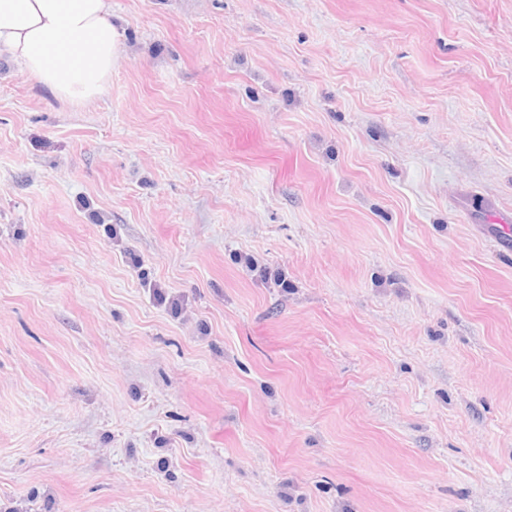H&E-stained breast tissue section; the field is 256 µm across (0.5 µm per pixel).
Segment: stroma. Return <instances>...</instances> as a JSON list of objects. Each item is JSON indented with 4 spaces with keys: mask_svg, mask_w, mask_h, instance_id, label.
Listing matches in <instances>:
<instances>
[{
    "mask_svg": "<svg viewBox=\"0 0 512 512\" xmlns=\"http://www.w3.org/2000/svg\"><path fill=\"white\" fill-rule=\"evenodd\" d=\"M0 64V512H512V0H112ZM110 14V0H0V60L60 100L92 103L123 49Z\"/></svg>",
    "mask_w": 512,
    "mask_h": 512,
    "instance_id": "1",
    "label": "stroma"
}]
</instances>
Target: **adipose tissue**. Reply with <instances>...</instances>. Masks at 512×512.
<instances>
[{
    "label": "adipose tissue",
    "instance_id": "obj_1",
    "mask_svg": "<svg viewBox=\"0 0 512 512\" xmlns=\"http://www.w3.org/2000/svg\"><path fill=\"white\" fill-rule=\"evenodd\" d=\"M110 14V0H0V60L60 100L94 102L122 52Z\"/></svg>",
    "mask_w": 512,
    "mask_h": 512
}]
</instances>
